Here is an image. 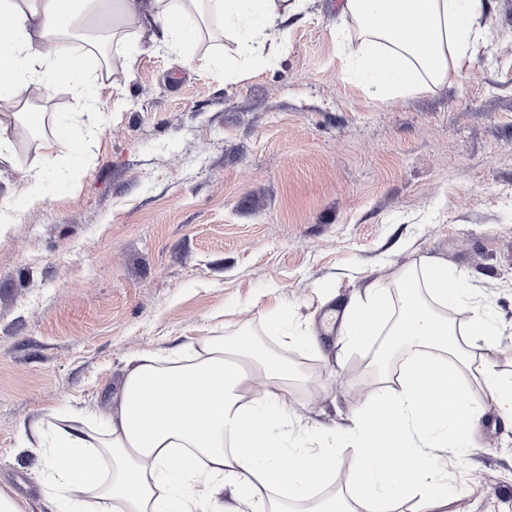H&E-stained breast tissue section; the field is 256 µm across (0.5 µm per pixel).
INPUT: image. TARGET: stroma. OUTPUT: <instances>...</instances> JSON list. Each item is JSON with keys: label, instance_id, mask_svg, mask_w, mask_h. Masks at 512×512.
Masks as SVG:
<instances>
[{"label": "stroma", "instance_id": "stroma-1", "mask_svg": "<svg viewBox=\"0 0 512 512\" xmlns=\"http://www.w3.org/2000/svg\"><path fill=\"white\" fill-rule=\"evenodd\" d=\"M338 0H303L285 44L225 70V37L191 63L137 34L93 58L95 107L58 85L43 110L93 134L57 153L41 203L26 192L39 136L0 120V489L51 512L25 428L50 409L102 415L128 362L189 357L191 337L246 333L288 362L290 419L340 452L310 495L345 489V430L376 387L386 328L362 345L324 334L327 314L393 293L430 259L495 319L473 357L512 371V0H488L489 46L469 75L385 102L341 74ZM484 415L467 453L432 452L442 512H512V417L472 382Z\"/></svg>", "mask_w": 512, "mask_h": 512}]
</instances>
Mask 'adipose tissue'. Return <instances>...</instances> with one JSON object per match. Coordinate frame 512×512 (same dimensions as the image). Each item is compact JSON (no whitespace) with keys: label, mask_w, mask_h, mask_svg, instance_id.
<instances>
[{"label":"adipose tissue","mask_w":512,"mask_h":512,"mask_svg":"<svg viewBox=\"0 0 512 512\" xmlns=\"http://www.w3.org/2000/svg\"><path fill=\"white\" fill-rule=\"evenodd\" d=\"M299 0H72L61 16L60 0H0V105L44 136L45 161L60 147L78 152L84 126L62 122L45 132L42 100L59 79L71 95L93 105L88 49L127 29L145 36L149 49L183 53L208 18L224 20V33L240 59L262 57L268 45L286 40ZM486 0H343L346 26L336 41L344 76L360 80L381 100L429 90L463 74L482 53L488 33L480 20ZM474 304L469 289L446 267L427 263L413 291L401 297V316L381 355L414 350L400 388L389 376L352 413L353 444L347 490L314 501L308 512H382L411 493L424 492L416 512H438L447 484L421 470L433 447L460 455L482 416L463 374L481 382L502 413L512 415V372L476 360L465 347L478 336L494 346L498 328L485 313L466 324L447 311ZM376 294L365 310L346 307L341 330L349 341L373 334V318L392 308ZM279 349L257 354L251 337L194 341V356L161 364L144 354L132 359L103 426L80 417L39 419L31 446L53 512H223L217 495L233 479L259 512H291L312 485L331 470L336 450L303 448L291 439L285 392L291 369Z\"/></svg>","instance_id":"adipose-tissue-1"}]
</instances>
